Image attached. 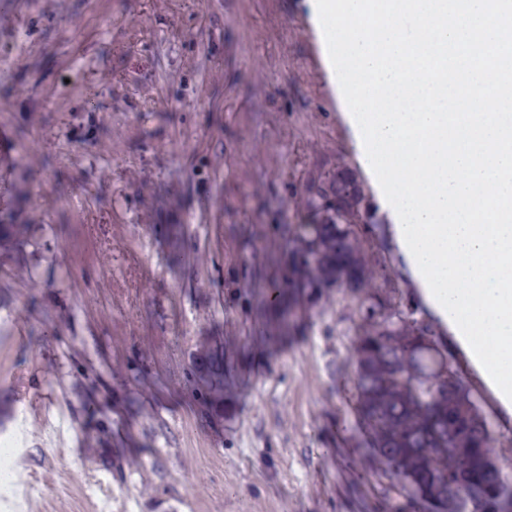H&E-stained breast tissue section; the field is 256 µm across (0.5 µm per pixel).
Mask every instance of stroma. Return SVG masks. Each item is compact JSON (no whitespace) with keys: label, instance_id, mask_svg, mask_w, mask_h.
I'll return each mask as SVG.
<instances>
[{"label":"stroma","instance_id":"stroma-1","mask_svg":"<svg viewBox=\"0 0 512 512\" xmlns=\"http://www.w3.org/2000/svg\"><path fill=\"white\" fill-rule=\"evenodd\" d=\"M343 164L367 198L307 0H0V512H421L355 417L357 293L259 344L254 268ZM389 307L432 319L390 230L364 238ZM493 424L506 413L442 322ZM224 340L212 417L190 380ZM0 218V249L14 248L20 250L26 242L28 224H4Z\"/></svg>","mask_w":512,"mask_h":512}]
</instances>
